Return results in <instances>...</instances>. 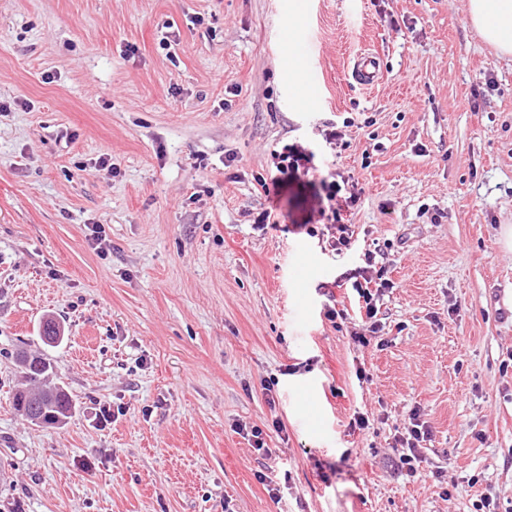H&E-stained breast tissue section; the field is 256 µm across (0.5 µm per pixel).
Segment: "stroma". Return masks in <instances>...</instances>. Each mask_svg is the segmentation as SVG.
<instances>
[{
	"label": "stroma",
	"mask_w": 512,
	"mask_h": 512,
	"mask_svg": "<svg viewBox=\"0 0 512 512\" xmlns=\"http://www.w3.org/2000/svg\"><path fill=\"white\" fill-rule=\"evenodd\" d=\"M0 101V512H512V57L465 0H0ZM285 142L314 159L283 182ZM335 173L363 189L341 256L307 232ZM368 252L393 288L358 348L342 283ZM22 348L72 395L66 425L13 411ZM352 78L365 88L374 87L381 79L379 55L370 50L357 54L351 66ZM429 434L427 422L421 420L420 409L410 410L405 434L396 440L402 448L400 463L406 467L410 476H415L420 464L426 462L421 443L427 440Z\"/></svg>",
	"instance_id": "obj_1"
}]
</instances>
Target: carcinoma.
Listing matches in <instances>:
<instances>
[{"label": "carcinoma", "instance_id": "1", "mask_svg": "<svg viewBox=\"0 0 512 512\" xmlns=\"http://www.w3.org/2000/svg\"><path fill=\"white\" fill-rule=\"evenodd\" d=\"M16 361L27 387L13 393V409L38 427L66 424L75 402L64 386L52 380L49 359L42 353L22 350L17 353Z\"/></svg>", "mask_w": 512, "mask_h": 512}]
</instances>
